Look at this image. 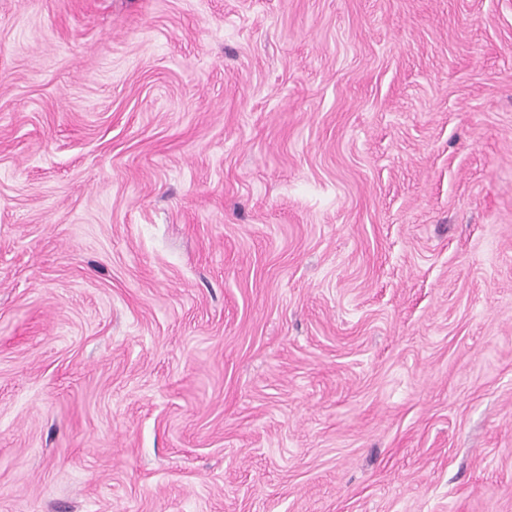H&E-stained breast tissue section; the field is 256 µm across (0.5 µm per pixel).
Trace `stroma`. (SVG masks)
I'll use <instances>...</instances> for the list:
<instances>
[{
	"label": "stroma",
	"mask_w": 512,
	"mask_h": 512,
	"mask_svg": "<svg viewBox=\"0 0 512 512\" xmlns=\"http://www.w3.org/2000/svg\"><path fill=\"white\" fill-rule=\"evenodd\" d=\"M0 512H512V0H0Z\"/></svg>",
	"instance_id": "1"
}]
</instances>
